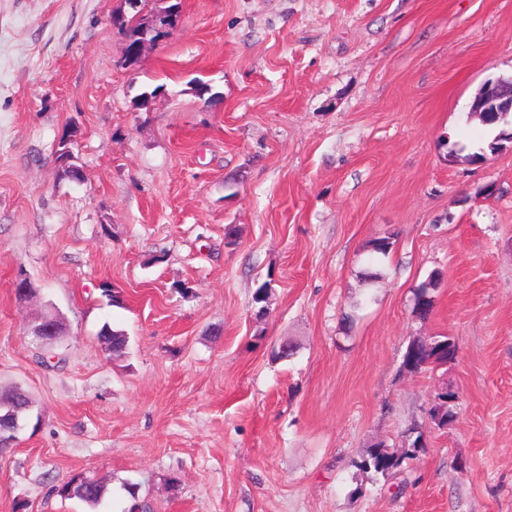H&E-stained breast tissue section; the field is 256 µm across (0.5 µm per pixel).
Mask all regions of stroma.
<instances>
[{
	"label": "stroma",
	"mask_w": 512,
	"mask_h": 512,
	"mask_svg": "<svg viewBox=\"0 0 512 512\" xmlns=\"http://www.w3.org/2000/svg\"><path fill=\"white\" fill-rule=\"evenodd\" d=\"M126 9L0 0V386L33 401L0 512H127L131 486L152 512H512V144L469 162L496 131L467 116L512 76V0H182L134 66ZM49 305L67 332L42 344ZM435 336L454 361L404 371ZM416 430L399 474L357 468ZM77 475L102 505L57 494ZM440 283L439 273L431 274L429 278L422 282L414 292L413 312L420 318H427L433 309L432 292L438 288ZM457 345L449 336H436L428 341L413 338L409 341L403 354L402 363L410 372L426 370L428 362L448 363L455 359ZM454 398V396L448 391L442 393H436L434 400L429 409L430 420L434 425L438 427H445L448 422L453 418L454 413L451 409V405L448 404V400Z\"/></svg>",
	"instance_id": "35a3bbf8"
}]
</instances>
